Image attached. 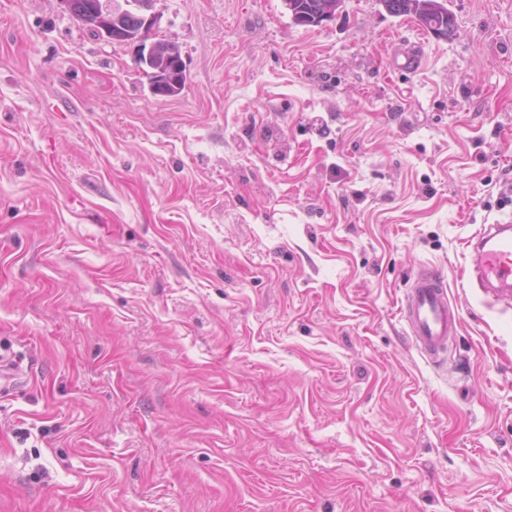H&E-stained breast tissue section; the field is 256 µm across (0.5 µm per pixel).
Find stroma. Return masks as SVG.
<instances>
[{"label":"stroma","instance_id":"obj_1","mask_svg":"<svg viewBox=\"0 0 512 512\" xmlns=\"http://www.w3.org/2000/svg\"><path fill=\"white\" fill-rule=\"evenodd\" d=\"M157 0L186 87L0 0V512H512V0ZM414 50L415 73L394 70ZM442 268L429 364L400 314ZM292 1V2H288ZM317 0H286L285 5L291 11V20L298 26H320L324 22L333 19L341 10L344 0H319L314 8L306 13H301L297 6H309L308 2ZM294 3V4H293ZM289 4V7H288ZM378 2L383 10L390 16L396 15L397 9H399L400 12H410L421 17H430L435 14H443L444 16L445 14H452L449 9L447 13V1L445 0H406V2L400 4L384 2V0H378ZM396 17H408L413 19L429 33H431L430 30L433 28V25L442 20V16H435L434 18L423 20L421 17H414L409 13H400L397 14ZM432 22L434 23L433 25ZM475 241V243H473ZM469 263L483 288L512 293V225L486 224L469 241ZM443 272L437 267H420L414 275L402 308L408 334L422 356L439 363L448 353L456 334L457 318Z\"/></svg>","mask_w":512,"mask_h":512}]
</instances>
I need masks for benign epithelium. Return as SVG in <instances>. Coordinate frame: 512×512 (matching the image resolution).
<instances>
[{"mask_svg":"<svg viewBox=\"0 0 512 512\" xmlns=\"http://www.w3.org/2000/svg\"><path fill=\"white\" fill-rule=\"evenodd\" d=\"M378 2L390 16L401 11L430 17L435 14L444 15L447 9V0H406L400 4L393 3L391 0H378ZM154 4L155 0H142L138 4L140 14L136 15V24L132 25L124 22L125 11L112 8L110 0H94L89 6L86 17L88 27L108 42H144L146 32L154 25V15L146 16L144 12L151 10ZM343 4L344 0H319L311 11L302 13L291 3L289 4L291 20L298 26H320L333 19L340 12ZM161 54L174 60L175 68H185L179 48L169 40L164 41L162 46L156 41L151 42L147 54L141 57V62L148 67Z\"/></svg>","mask_w":512,"mask_h":512,"instance_id":"1","label":"benign epithelium"}]
</instances>
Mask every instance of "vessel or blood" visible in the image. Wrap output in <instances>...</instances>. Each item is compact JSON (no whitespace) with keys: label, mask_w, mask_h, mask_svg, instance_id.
<instances>
[{"label":"vessel or blood","mask_w":512,"mask_h":512,"mask_svg":"<svg viewBox=\"0 0 512 512\" xmlns=\"http://www.w3.org/2000/svg\"><path fill=\"white\" fill-rule=\"evenodd\" d=\"M469 263L482 287L501 295L512 293V225L486 224L474 236ZM408 333L422 356L439 363L456 333L457 318L443 272L419 268L402 308Z\"/></svg>","instance_id":"obj_1"}]
</instances>
